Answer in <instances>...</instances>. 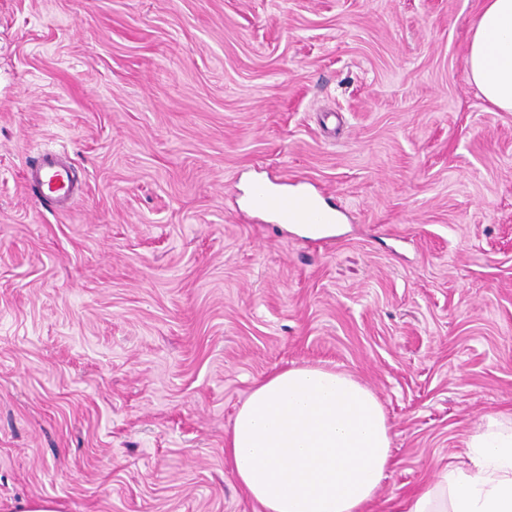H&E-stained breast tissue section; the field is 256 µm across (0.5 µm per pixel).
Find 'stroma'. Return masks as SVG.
I'll use <instances>...</instances> for the list:
<instances>
[{"mask_svg":"<svg viewBox=\"0 0 512 512\" xmlns=\"http://www.w3.org/2000/svg\"><path fill=\"white\" fill-rule=\"evenodd\" d=\"M480 0H0V512H257L224 457L254 385L351 374L394 427L366 512L512 410V113ZM60 152L59 212L25 182ZM313 192L310 241L246 204ZM468 43L466 65L490 106L512 112V0H482Z\"/></svg>","mask_w":512,"mask_h":512,"instance_id":"1","label":"stroma"}]
</instances>
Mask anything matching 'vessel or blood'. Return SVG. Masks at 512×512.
<instances>
[{"label":"vessel or blood","instance_id":"vessel-or-blood-1","mask_svg":"<svg viewBox=\"0 0 512 512\" xmlns=\"http://www.w3.org/2000/svg\"><path fill=\"white\" fill-rule=\"evenodd\" d=\"M29 181L42 197L54 200L59 206H68L73 189L69 169L61 162L59 154L42 153L30 172ZM250 207L271 215L279 224H326L330 221L312 196L288 191L274 193L261 181L253 186Z\"/></svg>","mask_w":512,"mask_h":512}]
</instances>
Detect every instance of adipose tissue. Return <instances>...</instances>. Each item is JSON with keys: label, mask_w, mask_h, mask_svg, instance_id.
<instances>
[{"label": "adipose tissue", "mask_w": 512, "mask_h": 512, "mask_svg": "<svg viewBox=\"0 0 512 512\" xmlns=\"http://www.w3.org/2000/svg\"><path fill=\"white\" fill-rule=\"evenodd\" d=\"M466 65L490 106L512 112V0H483ZM392 427L376 394L319 366L273 371L238 408L224 453L261 512H364L392 465ZM470 467L443 471L405 512H512V421L470 435Z\"/></svg>", "instance_id": "1"}]
</instances>
